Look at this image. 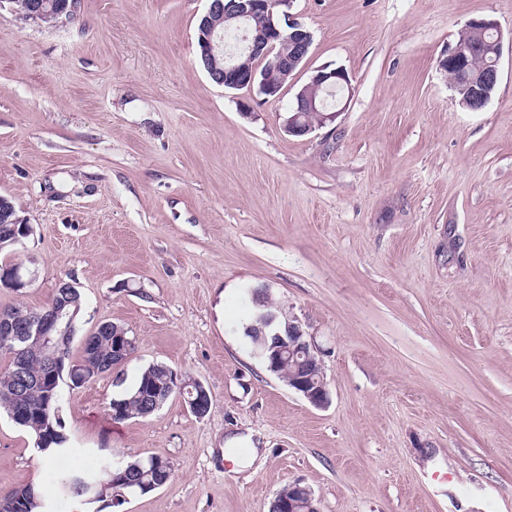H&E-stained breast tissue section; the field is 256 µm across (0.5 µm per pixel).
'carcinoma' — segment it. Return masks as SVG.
I'll return each instance as SVG.
<instances>
[{
  "label": "carcinoma",
  "instance_id": "obj_1",
  "mask_svg": "<svg viewBox=\"0 0 512 512\" xmlns=\"http://www.w3.org/2000/svg\"><path fill=\"white\" fill-rule=\"evenodd\" d=\"M33 6L41 8L44 14L42 23L50 24L57 21L55 14L63 7V0H21L18 8L25 11ZM14 207V202L7 197L0 204V240L3 241L0 254L14 253V247L8 244L7 236L10 229L7 220L13 218L12 208ZM65 302L71 310L76 304L83 305L80 290L57 288L50 302L39 309L10 306L0 308V316L36 320L41 314ZM81 344H83L81 355L75 360L72 359V348H66L61 357V365L64 368L72 367L97 377L106 373V366L110 364L121 366L126 361V358H119L112 354L114 344H112V323L110 322L99 324L92 333L82 337ZM14 346L24 349L28 362V376L42 378L50 375L52 368L43 357L35 337L28 336L14 343ZM172 387H174L173 369L162 363L151 364L141 372L133 386L124 389L110 401L109 415L116 423L141 419L145 414L150 416L169 400L167 392ZM61 392L62 388L59 387L52 395L50 388L45 385L18 389L16 368L12 363L5 372L0 374V411L12 419L14 425L29 432L34 440L49 442L48 451L53 462L72 452V448L68 446L69 439L60 414ZM20 405L28 413V418L24 422L13 419V412ZM156 459L157 456L151 455L147 458L107 462L103 465V470L97 474H91L74 465L59 472L58 483L64 493L74 501L83 499L87 492H93L99 496V501L110 502L116 493L124 490V479L120 478L123 473L129 478L136 479L141 485L157 482L160 473L157 470ZM108 467L119 476V480L110 481L104 485L102 484L104 469ZM1 499L12 504L11 512H35L37 509L45 508L42 491L32 484L0 492Z\"/></svg>",
  "mask_w": 512,
  "mask_h": 512
}]
</instances>
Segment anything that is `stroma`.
<instances>
[{
  "label": "stroma",
  "mask_w": 512,
  "mask_h": 512,
  "mask_svg": "<svg viewBox=\"0 0 512 512\" xmlns=\"http://www.w3.org/2000/svg\"><path fill=\"white\" fill-rule=\"evenodd\" d=\"M207 7L81 0L54 26L0 7V195L37 271L0 308L73 280L79 335L136 340L123 386L161 362L211 397L201 418L175 396L116 424L112 375L63 387L76 463L167 457L168 483L125 512H269L295 483L318 512H512V50L478 112L439 65L471 19L512 31V0H293L313 43L275 100L210 80ZM324 66L350 76L343 112L288 135ZM256 288L312 336L328 406L255 356ZM33 442L0 416V489L72 512Z\"/></svg>",
  "instance_id": "1"
}]
</instances>
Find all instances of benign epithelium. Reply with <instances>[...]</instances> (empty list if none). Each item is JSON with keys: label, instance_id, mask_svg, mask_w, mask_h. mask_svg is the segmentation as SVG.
<instances>
[{"label": "benign epithelium", "instance_id": "1", "mask_svg": "<svg viewBox=\"0 0 512 512\" xmlns=\"http://www.w3.org/2000/svg\"><path fill=\"white\" fill-rule=\"evenodd\" d=\"M291 0H234L230 16L236 20V29L239 30L244 43V51L250 58L273 61V68L259 71L252 68L248 71L238 64L237 60L228 55L224 56V70L213 74L216 83L232 88L249 90L257 89L258 93L266 99H276L281 95L284 82L291 76L306 59L312 44L311 32L298 22L290 19L289 9ZM219 4L211 0L203 19L209 22L208 54H214L221 47L223 35L217 31L220 21L217 20ZM471 32L472 39L467 49L456 47L446 55L443 67H450L458 71V78L452 88L461 94L459 103L472 112L482 110L488 101L489 89L498 84L500 71L499 61L502 54V33L497 23L492 19L478 18L470 20L466 25ZM493 32L495 59L478 72H473L466 66L467 53L482 50L480 38L488 32ZM285 41L292 46L291 53L281 56L275 52L276 42ZM341 86L350 91V80L347 73L341 68L322 67L313 74L308 83L296 93L292 112L284 129L289 134L306 135L315 127H321L336 119L341 109L330 108L318 96V92L325 89ZM306 112H314L318 116L316 125H305L301 117ZM31 225L20 216L12 219V234L10 244L16 248L25 247V240L31 235ZM3 279L13 288L23 290L29 287L32 279L25 277L19 268L4 267L0 269V280ZM75 316L58 310L42 317L36 328L32 329L15 319L0 317V335L4 341L19 337L34 335L41 342L48 354V360H58L64 352V344L74 336L73 323ZM288 335L283 336L276 332L272 335V353L268 356L269 370L276 369L279 361L289 354L304 355L306 360L321 368L318 350L313 341L305 336L300 323L292 318L287 322ZM198 397L184 400L190 411L198 416L207 413L211 405L210 395L200 381H195ZM288 387L299 393L310 404L322 407L328 403L329 392L326 382L314 384L309 376L295 372L288 379ZM293 498L275 497L270 512H295L298 497L310 496V489L298 484L292 485Z\"/></svg>", "mask_w": 512, "mask_h": 512}]
</instances>
